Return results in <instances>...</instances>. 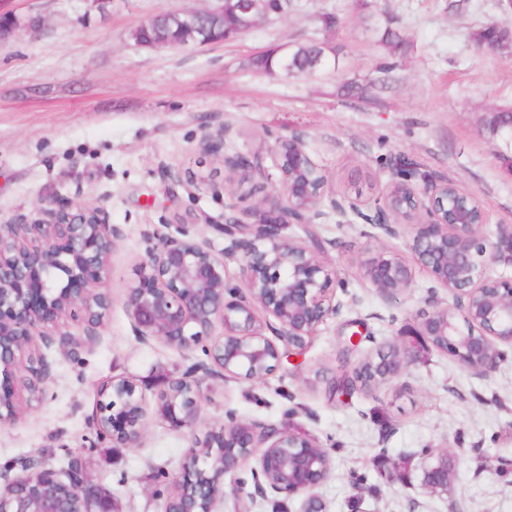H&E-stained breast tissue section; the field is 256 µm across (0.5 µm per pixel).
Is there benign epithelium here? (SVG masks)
Listing matches in <instances>:
<instances>
[{
	"label": "benign epithelium",
	"instance_id": "1",
	"mask_svg": "<svg viewBox=\"0 0 512 512\" xmlns=\"http://www.w3.org/2000/svg\"><path fill=\"white\" fill-rule=\"evenodd\" d=\"M226 10L238 13L249 29L269 15L266 0H216L206 12ZM231 134L229 126L205 134L201 152L219 154ZM276 156L279 189L245 218L219 226L222 251H214L185 223L165 224L149 235L152 246L141 276L124 296L133 334L142 342L159 340L185 351L208 340L211 360L168 380L156 403V418L177 430H193L200 419L204 378L262 382L286 351L304 350L318 328L338 313L326 269L302 241L286 234L292 224L326 217V207L340 224L358 219L388 237L406 239L414 263L384 247L365 268L382 297L394 300L412 288L417 265L453 296L454 308L436 306L420 314L416 336L421 342L475 374L497 369L502 347L512 348V277L490 278L486 269L506 258L512 261L511 224L500 225L496 240L487 242L482 234L486 214L472 193L452 180L429 178L404 160L395 164L383 200L370 206L329 191L327 177L301 135L280 138ZM222 164L242 181L271 179L256 156L224 155ZM121 237L107 211L95 205L38 207L0 224L1 374H14L18 354L35 337L46 338L77 309L83 313L84 335H95L112 299L104 295L97 309L92 296L109 273L110 256ZM228 259L238 263L233 278ZM258 307L274 322L259 324ZM217 323L224 334L214 339ZM416 360L414 344L398 345L394 361L362 362L340 386L355 389L365 379L388 384ZM17 414L14 395L0 388V425L12 424ZM146 416L135 386L114 378L101 388L91 420L99 433L132 448L142 437ZM320 448L310 435L239 420L230 413L227 422L191 442L190 463L179 480L181 512H201L200 499L210 505L206 512H213V505L228 496L236 501V512H253L256 498L270 494L302 499V512H323L315 489L331 468L320 457ZM248 459L255 461L252 492L237 478ZM30 469L25 465L23 475L0 487V512H112V498L103 496L102 487L76 463L65 480L51 467H38L37 502H32L24 488ZM453 471L448 453H431L423 483L445 490Z\"/></svg>",
	"mask_w": 512,
	"mask_h": 512
}]
</instances>
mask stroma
<instances>
[{
    "label": "stroma",
    "instance_id": "obj_1",
    "mask_svg": "<svg viewBox=\"0 0 512 512\" xmlns=\"http://www.w3.org/2000/svg\"><path fill=\"white\" fill-rule=\"evenodd\" d=\"M210 0H0L18 20L0 43V220L30 214L44 202L100 205L123 236L99 289L112 298L98 336L66 344L83 324L67 319L63 335L35 341L16 368L25 376L42 358L48 379L35 389L15 384L20 417L0 428V485L33 461L65 472L71 460L112 494L120 512H163L183 472L193 433L237 417L315 436L332 460L319 487L326 512H512V350L496 372L474 374L446 354L422 353L403 377L377 395L339 401L327 381L396 341L429 299L453 306L431 275L417 271L399 300L378 294L364 275L382 247L403 239L367 224L335 218L288 227L335 271L341 307L301 353L283 359L266 381L250 385L210 377L195 431L150 418L139 443L126 448L101 438L91 422L103 383L130 378L146 401L163 375L204 361L202 348L181 352L142 344L123 305L150 243L145 233L187 217L192 230L222 250L217 225L253 208L264 192L242 197L219 189L226 172L202 155L204 132L228 125L227 155L262 157L274 166L278 138L300 134L333 188L371 203L393 164L408 159L430 177L455 181L487 213L495 237L512 225V171L488 122L512 109V51L478 48L472 35L494 23L512 30L504 0H290L287 12L227 42L148 49L131 33L152 18L209 7ZM336 16V28L321 25ZM403 44L390 51L385 28ZM327 42L341 60L318 77L286 78L256 68L254 58L296 42ZM384 86H371L380 65ZM195 172L206 184L188 187ZM363 340L342 353L349 322ZM451 449L457 460L447 490L422 483L423 452ZM386 453L408 461L388 480L369 461Z\"/></svg>",
    "mask_w": 512,
    "mask_h": 512
}]
</instances>
